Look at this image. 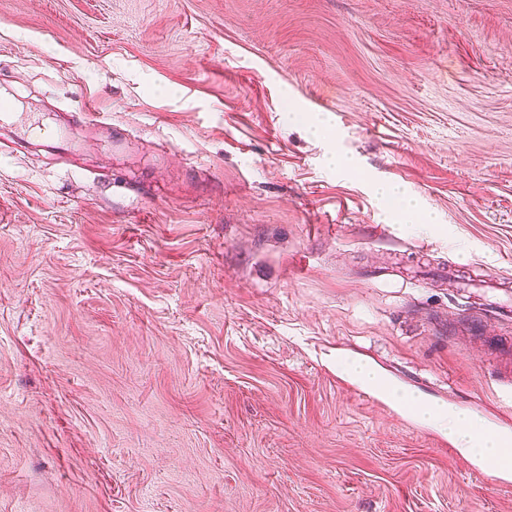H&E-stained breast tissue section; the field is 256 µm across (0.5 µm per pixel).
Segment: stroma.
<instances>
[{
    "label": "stroma",
    "mask_w": 512,
    "mask_h": 512,
    "mask_svg": "<svg viewBox=\"0 0 512 512\" xmlns=\"http://www.w3.org/2000/svg\"><path fill=\"white\" fill-rule=\"evenodd\" d=\"M0 103V512H512L336 371L512 431V0H0ZM375 192L384 200L390 198L398 199L400 202L399 214L403 219L411 220L415 217L418 221L417 224H436V218L431 212L421 209L418 202L414 198L407 197L397 188L386 185H378L375 188Z\"/></svg>",
    "instance_id": "35a3bbf8"
}]
</instances>
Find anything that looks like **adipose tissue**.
<instances>
[{
  "instance_id": "adipose-tissue-1",
  "label": "adipose tissue",
  "mask_w": 512,
  "mask_h": 512,
  "mask_svg": "<svg viewBox=\"0 0 512 512\" xmlns=\"http://www.w3.org/2000/svg\"><path fill=\"white\" fill-rule=\"evenodd\" d=\"M344 370L353 381L376 394L386 396L393 405L406 407L408 416L416 423L451 436L459 452L483 471L491 475L499 474L501 450L511 436L489 432L480 419L461 409L429 404L401 393L383 373L373 367L348 364Z\"/></svg>"
}]
</instances>
